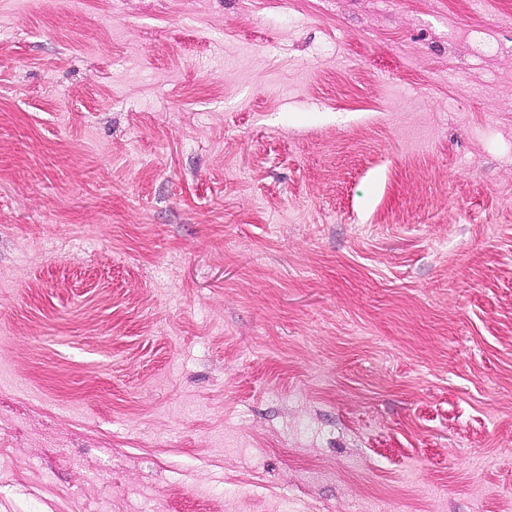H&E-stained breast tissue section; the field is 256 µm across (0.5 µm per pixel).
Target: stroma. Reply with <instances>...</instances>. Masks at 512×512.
Here are the masks:
<instances>
[{
    "label": "stroma",
    "instance_id": "obj_1",
    "mask_svg": "<svg viewBox=\"0 0 512 512\" xmlns=\"http://www.w3.org/2000/svg\"><path fill=\"white\" fill-rule=\"evenodd\" d=\"M0 512H512V0H0Z\"/></svg>",
    "mask_w": 512,
    "mask_h": 512
}]
</instances>
